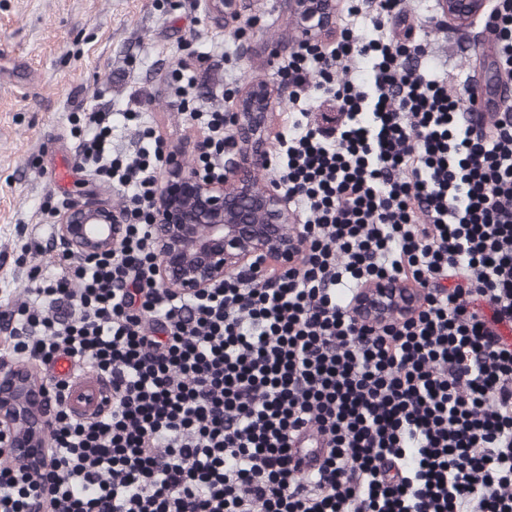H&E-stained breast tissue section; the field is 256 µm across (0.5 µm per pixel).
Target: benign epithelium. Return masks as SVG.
<instances>
[{
	"label": "benign epithelium",
	"mask_w": 512,
	"mask_h": 512,
	"mask_svg": "<svg viewBox=\"0 0 512 512\" xmlns=\"http://www.w3.org/2000/svg\"><path fill=\"white\" fill-rule=\"evenodd\" d=\"M236 0H203L205 14L235 15ZM306 43L332 32L336 0H284ZM441 12L466 22L482 0H438ZM273 106L271 90L253 84L236 98L229 125L232 156L220 179L173 168L161 184L154 207L155 281L195 296L229 277L257 274L272 261L286 269L295 262L299 238L285 231L291 221L286 197L275 181L260 186L255 168L267 156L265 129ZM58 238L73 255L112 252L124 225L112 207L97 201L57 214ZM45 393L26 367L0 362V453L35 456L45 447Z\"/></svg>",
	"instance_id": "benign-epithelium-1"
}]
</instances>
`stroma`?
I'll return each mask as SVG.
<instances>
[{
	"mask_svg": "<svg viewBox=\"0 0 512 512\" xmlns=\"http://www.w3.org/2000/svg\"><path fill=\"white\" fill-rule=\"evenodd\" d=\"M237 26L206 16L201 0H0V351L9 345L15 302L32 287L33 270L50 275L60 243L43 206L63 210L88 198L120 209L123 193L83 164L80 127L98 113L112 127L115 150L132 152L153 128L196 169L206 136L196 109L223 104L227 93L256 82L272 91L267 144L293 105L278 65L297 47L281 0H237ZM414 31L440 67L464 80L483 36L469 23L437 27L436 0H422ZM197 78L187 99L173 86L177 66ZM134 120H124V113ZM69 177L57 183L56 171Z\"/></svg>",
	"mask_w": 512,
	"mask_h": 512,
	"instance_id": "stroma-1",
	"label": "stroma"
}]
</instances>
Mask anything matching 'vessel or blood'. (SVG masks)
<instances>
[{"label":"vessel or blood","instance_id":"1","mask_svg":"<svg viewBox=\"0 0 512 512\" xmlns=\"http://www.w3.org/2000/svg\"><path fill=\"white\" fill-rule=\"evenodd\" d=\"M512 105V84L492 80L480 84L474 111L497 112ZM50 377L68 381L64 404L79 418H91L106 413L112 406V384L96 373H76L73 362L60 358L49 372Z\"/></svg>","mask_w":512,"mask_h":512}]
</instances>
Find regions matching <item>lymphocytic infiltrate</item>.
Listing matches in <instances>:
<instances>
[{"mask_svg": "<svg viewBox=\"0 0 512 512\" xmlns=\"http://www.w3.org/2000/svg\"><path fill=\"white\" fill-rule=\"evenodd\" d=\"M482 29L512 80V0ZM417 0H336L328 47L280 72L297 109L267 164L298 262L188 297L154 285L162 139L85 160L127 188L110 254L60 252L9 357L112 380L59 407L44 464L0 458V512H512V107L427 77ZM405 29L393 38L389 25ZM398 285V297L373 298ZM69 381L64 404L79 418H92L106 413L112 406V383L93 372L75 374V365L68 357L60 358L49 371L47 381Z\"/></svg>", "mask_w": 512, "mask_h": 512, "instance_id": "1", "label": "lymphocytic infiltrate"}]
</instances>
